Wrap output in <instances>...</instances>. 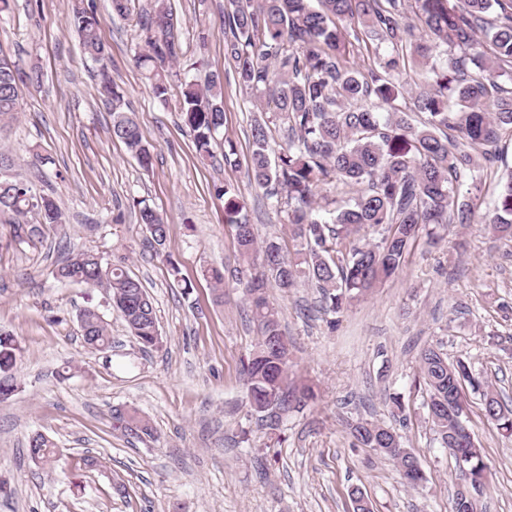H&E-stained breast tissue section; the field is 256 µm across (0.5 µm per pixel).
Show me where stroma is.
I'll return each mask as SVG.
<instances>
[{"label":"stroma","instance_id":"1","mask_svg":"<svg viewBox=\"0 0 512 512\" xmlns=\"http://www.w3.org/2000/svg\"><path fill=\"white\" fill-rule=\"evenodd\" d=\"M76 3L101 21L108 74L152 147L150 170L110 133L99 65L72 24ZM167 4L183 53L177 71L199 81L212 71L224 76L215 153L229 140L246 158L257 114L224 58L227 0ZM144 48L143 33L113 15L110 0H13L0 15V53L43 73L40 85L23 89L19 112L0 121V151L34 193L56 198L64 221L63 231L31 237L0 214V333L18 347V389L0 402V512H353V485L373 512H448L456 464L414 385L417 356L425 344L440 345L512 404V240L488 227L498 181L512 170V130L502 131L493 165L461 188L475 205L474 222L438 228V245L418 243L392 279L340 315L336 329L320 313L316 289L271 290L293 373L319 390L316 401L291 405L280 433L270 435L244 399L242 363L255 334L237 283L233 232L212 185L235 187L259 240L279 236L284 215L267 206L245 167L200 162L175 102L156 99L134 65ZM37 152L49 163L36 162ZM142 203L168 225L164 255L152 251L137 220ZM66 246L123 264L140 279L161 349L141 350L103 290L54 279ZM172 261L179 277L169 273ZM205 266L224 272L222 304L200 275ZM86 308L105 320L110 350L85 344L78 314ZM393 394L403 398L406 423L392 415ZM466 400L467 426L488 466L478 512H512V438L485 418L479 394ZM119 407L138 410L151 435L115 430ZM359 419L399 426L425 472L420 487H405L392 462L353 446L348 425ZM36 433L56 444L51 466L28 454Z\"/></svg>","mask_w":512,"mask_h":512}]
</instances>
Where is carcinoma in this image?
I'll return each instance as SVG.
<instances>
[{"instance_id": "cac0c4a2", "label": "carcinoma", "mask_w": 512, "mask_h": 512, "mask_svg": "<svg viewBox=\"0 0 512 512\" xmlns=\"http://www.w3.org/2000/svg\"><path fill=\"white\" fill-rule=\"evenodd\" d=\"M414 3V19L421 27L413 38L407 22L406 2ZM139 0H111L112 12L132 19L145 32L146 49L134 58L136 67L161 102L176 97L183 122L193 133L196 153L213 158L212 145L224 126L223 77L213 73L205 86L183 80L172 83V69L181 55L174 34L173 13L165 0H155L150 11L138 8ZM224 12L231 37L224 57L233 65L238 86L253 96V106L273 105L267 120L251 129L253 149L240 160L232 143L224 145V165L246 167L248 179L263 191L271 206L286 209L276 240L258 242L236 189L227 183L213 185L224 200V224L235 231L239 284L248 301L256 332L253 350L244 364L246 404L262 414L270 431L279 428L290 400L301 403L314 397L310 386L290 393L291 358L279 342L282 331L277 308L268 288L283 292L305 279L319 288L321 309L328 325L337 315L372 289L390 279L404 264L421 237L436 238L444 224H470L474 205L459 200L462 180L493 162L488 147L499 131L512 127V95L489 100L499 90L497 78L512 70V0H231ZM496 13L489 19L490 13ZM358 26H353L352 22ZM73 25L86 53L100 64V89L112 96V136L123 142L148 171L154 156L134 113L123 108V96L112 85L107 67L109 52L99 35L100 19L92 10L75 7ZM489 41L492 52L470 55L478 37ZM456 51L444 70L430 69L425 84L413 96L419 125L407 122L403 103L407 89L400 81L411 64H425L441 47ZM366 55L359 68L355 58ZM482 68L484 80L463 79L466 62ZM42 73L23 69L0 56V116L20 109L16 85L40 84ZM376 99L386 113L363 107ZM281 123L287 133L278 150L269 143V124ZM454 131L452 140L444 131ZM12 158L0 153V213L13 222H27L35 213L40 223L57 229L62 212L56 199L35 195L11 173ZM335 184L355 192L348 202L320 214L319 192ZM139 223L154 226L149 244L160 253L167 240V224L149 206L139 209ZM494 233L512 238V173L498 185L489 219ZM292 247H287V243ZM63 284L101 288L112 308L126 322L133 338L145 349H159L163 339L154 305L141 281L122 265L105 264L91 252H67L55 270ZM201 276L223 297L224 275L216 267ZM87 325L86 345L104 350L110 338L106 323L92 309L80 311ZM17 347L12 338L0 336V399L18 388L14 374ZM418 386L428 393V422L443 447H449L459 423L464 421V388L483 397L485 416L506 435L512 434V409L486 381L473 374L468 362L448 361L441 349L424 347L418 354ZM117 429L132 437L151 433L137 411L117 409ZM355 445L370 448L391 461L406 485L415 487L424 474L410 476L419 466L414 453L401 455L403 436L392 426L371 421L350 425ZM461 448H468V470L475 476L487 465L472 434ZM56 444L42 434L32 436V459L47 465ZM348 495L353 512H372L364 492L353 487Z\"/></svg>"}]
</instances>
